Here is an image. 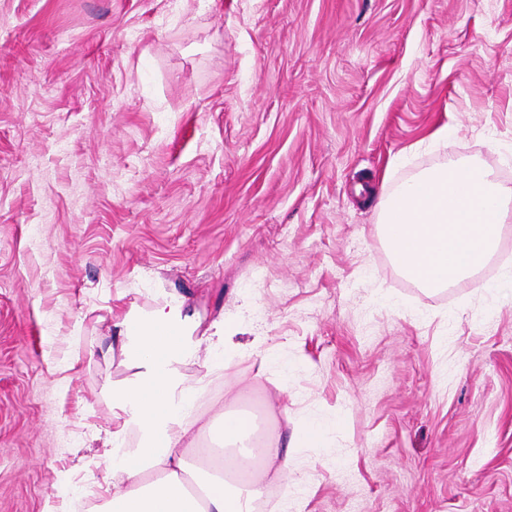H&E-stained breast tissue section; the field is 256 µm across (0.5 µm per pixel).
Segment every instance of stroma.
Here are the masks:
<instances>
[{
  "instance_id": "1",
  "label": "stroma",
  "mask_w": 512,
  "mask_h": 512,
  "mask_svg": "<svg viewBox=\"0 0 512 512\" xmlns=\"http://www.w3.org/2000/svg\"><path fill=\"white\" fill-rule=\"evenodd\" d=\"M452 158L512 184V0H0V512L101 504L169 294L234 328L200 424L337 421L276 512H512V260L427 291L379 232Z\"/></svg>"
}]
</instances>
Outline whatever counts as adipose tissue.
I'll return each mask as SVG.
<instances>
[{
    "mask_svg": "<svg viewBox=\"0 0 512 512\" xmlns=\"http://www.w3.org/2000/svg\"><path fill=\"white\" fill-rule=\"evenodd\" d=\"M116 342L109 356L119 358L134 374L110 388L112 430V493L108 512H250L252 501L263 492L255 472L258 462L287 474L292 462L280 432L267 433L260 456L236 450L237 442L250 436L251 424L244 417L225 413L218 434L231 445L228 457L237 484L229 486L220 469L188 484L182 443L192 440L186 415L196 389L184 385L179 374L183 364L196 362L200 350L207 359L221 363L230 348L223 323L202 325L183 298L172 297L147 315L125 314L114 323ZM140 435L137 447L126 445L129 429ZM154 473L145 481V473Z\"/></svg>",
    "mask_w": 512,
    "mask_h": 512,
    "instance_id": "1",
    "label": "adipose tissue"
}]
</instances>
